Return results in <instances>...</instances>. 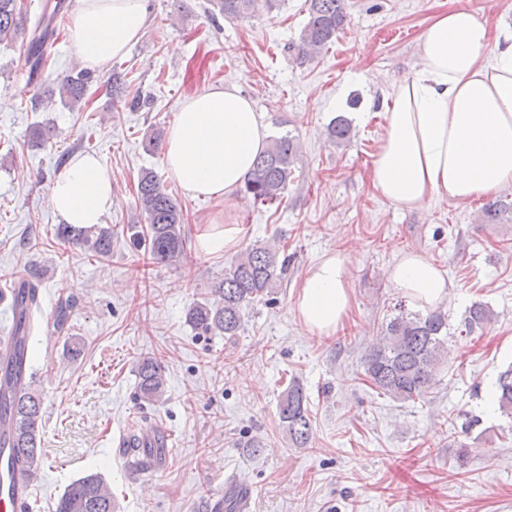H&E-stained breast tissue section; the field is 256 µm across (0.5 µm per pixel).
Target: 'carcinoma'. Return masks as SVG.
<instances>
[{"label": "carcinoma", "mask_w": 512, "mask_h": 512, "mask_svg": "<svg viewBox=\"0 0 512 512\" xmlns=\"http://www.w3.org/2000/svg\"><path fill=\"white\" fill-rule=\"evenodd\" d=\"M308 20L298 42L293 45L299 60L321 52L336 40L347 20L346 0H307ZM64 0H56L49 17H44L31 32H26L18 0H0V43L26 42L24 56L32 75L46 64V49L54 40V18L62 11ZM224 17L237 19L256 11L258 0H218ZM91 73L85 69L68 76L60 84L62 98L71 104L82 101ZM128 86L126 75L112 73L110 93L113 105L124 103ZM329 137L344 141L350 137L349 121L337 116L327 126ZM299 152L295 137L282 134L270 139L267 148L258 155L253 168L245 177L244 194L255 205L280 207L288 189L293 166ZM136 206L141 220L127 226L130 242L148 254L152 263L170 264L186 255L187 237L184 213L176 199L169 194L151 171L138 178ZM512 212V202L497 198L481 210L484 224L497 223L504 214ZM56 237L84 248L98 257L112 250V228L95 224L79 227L59 224ZM288 272V256L281 255L277 245L260 244L248 247L235 255L224 275L213 282L214 299L190 306L186 323L202 336H222L234 343L241 335L248 308L270 301L274 288L281 285ZM12 296L16 310L14 333L30 338L33 313L39 310L37 288L33 274L21 277ZM398 313L382 325L379 342L370 347L362 361L363 376L369 386L381 395L400 402L424 400L433 388L435 376L444 362L445 342L448 340V314L435 310L425 315L412 312L405 304L395 305ZM493 320L492 310L482 304L469 309L461 332L471 335L476 329ZM137 394L143 402L155 405L165 394L167 380L161 363L153 356L139 359L136 370ZM495 399L500 413L512 418V364L499 372L495 384ZM278 417L282 430L296 448L311 443L312 419L309 398L296 380L288 383L280 394ZM0 422L9 425L7 437H0V448L10 449V465L19 466L33 476L42 459L39 448L42 427V400L29 379L28 346L0 356ZM142 466L152 467L166 458L163 445L135 449ZM112 492L96 473L70 483L56 503L55 512H115Z\"/></svg>", "instance_id": "1"}]
</instances>
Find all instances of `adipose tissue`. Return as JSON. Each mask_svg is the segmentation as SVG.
Segmentation results:
<instances>
[{"label": "adipose tissue", "mask_w": 512, "mask_h": 512, "mask_svg": "<svg viewBox=\"0 0 512 512\" xmlns=\"http://www.w3.org/2000/svg\"><path fill=\"white\" fill-rule=\"evenodd\" d=\"M148 22L147 0H78L68 29L83 64L100 69L125 54ZM416 54L418 70L388 84L372 187L396 208L417 211L434 199L466 205L511 186L512 33L492 34L474 13L452 9L429 22ZM267 137L251 98L233 86H214L182 101L164 163L190 197L227 200ZM112 203V180L89 154L71 158L48 191L50 209L67 224L100 223ZM246 234L242 224H202L196 246L219 253ZM350 264L347 255L333 252L305 271L293 308L309 337L334 336L348 320ZM385 274L419 309H435L449 298L446 275L414 252H399Z\"/></svg>", "instance_id": "1"}]
</instances>
